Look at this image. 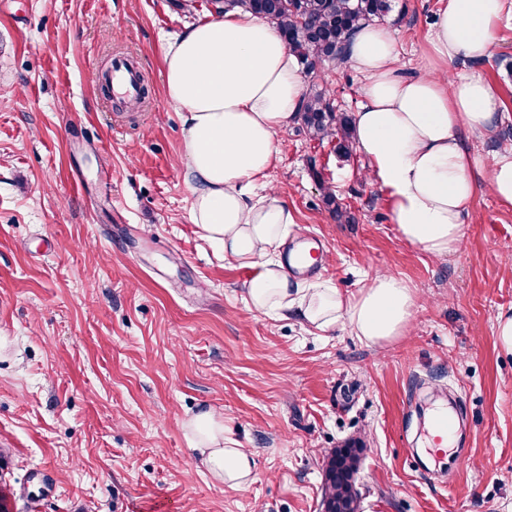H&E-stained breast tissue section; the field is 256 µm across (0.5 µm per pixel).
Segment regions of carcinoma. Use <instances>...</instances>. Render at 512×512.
<instances>
[{"instance_id":"cac0c4a2","label":"carcinoma","mask_w":512,"mask_h":512,"mask_svg":"<svg viewBox=\"0 0 512 512\" xmlns=\"http://www.w3.org/2000/svg\"><path fill=\"white\" fill-rule=\"evenodd\" d=\"M214 11H251L270 19L280 28L285 43L297 60L314 72L317 63L342 65L347 62V46L362 24L391 11L390 0H211ZM301 121L313 138L336 139L337 150L353 149L352 117L333 111L325 91L311 87L305 95ZM363 446L359 442L334 449L323 477L321 504L328 512H354L359 496L356 474Z\"/></svg>"}]
</instances>
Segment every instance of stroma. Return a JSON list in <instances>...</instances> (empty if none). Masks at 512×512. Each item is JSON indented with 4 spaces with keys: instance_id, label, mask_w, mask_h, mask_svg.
Returning a JSON list of instances; mask_svg holds the SVG:
<instances>
[{
    "instance_id": "35a3bbf8",
    "label": "stroma",
    "mask_w": 512,
    "mask_h": 512,
    "mask_svg": "<svg viewBox=\"0 0 512 512\" xmlns=\"http://www.w3.org/2000/svg\"><path fill=\"white\" fill-rule=\"evenodd\" d=\"M441 0H393L402 75L474 76L502 117L464 138L512 146V0L491 55L431 61ZM210 0H0V482L11 512H319L323 460L361 440V512H512V356L494 335L512 308V205L478 192L459 249L402 240L359 152L293 126L266 178L294 210L288 242L319 241L318 268L352 295L379 273L416 294L407 332L370 345L245 300L250 268L191 222L166 40ZM133 59L140 102L101 76ZM362 76L326 65L335 111L357 112ZM353 215L333 218L324 189ZM452 404L463 450L432 462L424 398ZM208 409L252 452L243 489L211 478L184 424Z\"/></svg>"
}]
</instances>
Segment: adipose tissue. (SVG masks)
Returning <instances> with one entry per match:
<instances>
[{"label":"adipose tissue","instance_id":"ef3b65f1","mask_svg":"<svg viewBox=\"0 0 512 512\" xmlns=\"http://www.w3.org/2000/svg\"><path fill=\"white\" fill-rule=\"evenodd\" d=\"M504 7L505 0H446L430 34L431 57H487ZM349 62L364 79L355 144L368 160V178L391 199L400 237L436 257L454 253L479 190L512 205V148L483 158L459 136L495 126L494 89L476 78L402 76L390 30L374 24L354 36ZM162 67L167 97L182 119L187 162L181 176L191 194V220L226 258L253 269L247 303L324 333L343 323L367 343L402 335L415 296L400 280L380 274L347 296L328 280L297 278L278 254L297 219L263 178L278 135L298 121L303 75L277 24L242 10L211 15L166 42ZM186 430L216 481L232 488L252 481V454L225 440L214 412L197 413Z\"/></svg>","mask_w":512,"mask_h":512}]
</instances>
